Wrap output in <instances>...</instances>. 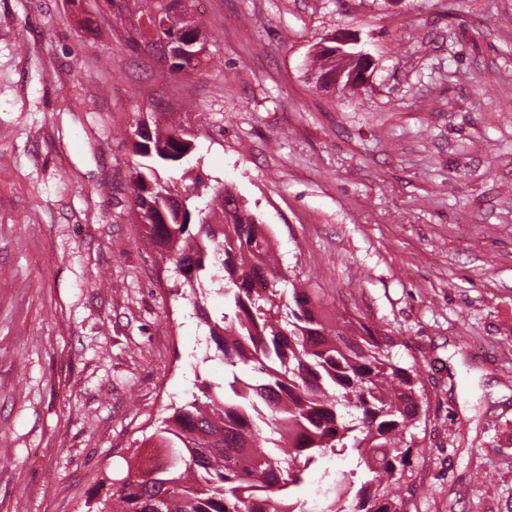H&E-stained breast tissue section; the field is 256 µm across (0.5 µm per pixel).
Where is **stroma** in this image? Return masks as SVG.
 Instances as JSON below:
<instances>
[{
	"label": "stroma",
	"instance_id": "35a3bbf8",
	"mask_svg": "<svg viewBox=\"0 0 512 512\" xmlns=\"http://www.w3.org/2000/svg\"><path fill=\"white\" fill-rule=\"evenodd\" d=\"M106 0H0V512H93L156 426L230 375L130 193L142 116L233 187L286 280L386 336L423 394L407 512H512V0H193L170 80ZM369 84L317 87L338 32ZM328 455L298 496L320 512ZM179 41L183 42V44L186 46V49H183V46L179 43L175 47L176 53L179 52V54H176V55L178 57H180L181 59L185 60V63H172L171 65L162 63V65H163V67H161L162 71H163L164 75L169 78H173L179 74H182L184 72L185 68H187V70L188 69H190V70L196 69L202 63V60L204 58H206V56H204V50H205L204 39L202 40V42L199 41V43L195 46H188L189 43L192 42L191 39L186 40L185 38H181ZM193 52H195L197 54V56L191 62L190 58L186 55L189 53H193ZM186 65H187V67H186Z\"/></svg>",
	"mask_w": 512,
	"mask_h": 512
}]
</instances>
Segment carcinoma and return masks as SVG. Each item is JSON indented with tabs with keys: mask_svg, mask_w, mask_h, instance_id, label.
Returning a JSON list of instances; mask_svg holds the SVG:
<instances>
[{
	"mask_svg": "<svg viewBox=\"0 0 512 512\" xmlns=\"http://www.w3.org/2000/svg\"><path fill=\"white\" fill-rule=\"evenodd\" d=\"M126 2L134 51H156L135 21L160 20V40L188 24L185 0ZM204 50L203 41L181 39L175 51L183 62L163 65L164 75L196 69ZM149 125V136L132 143L142 158L132 180L140 222L159 253L181 267L196 312H204L210 269L224 271L225 308L206 318L210 339L224 363L253 362L264 382L234 373L221 391L205 384L173 407L151 435L166 449V466L112 480V495L95 512H251L255 499L265 501V512H303L296 490L311 466L344 452L355 455V469L332 481L322 512H406L390 482L410 465L404 436L422 413L413 371L362 322L329 310L317 289L277 292L284 275L260 217L240 200L227 202L223 191L199 207V175L161 177L190 152L192 137L180 125L136 123ZM262 443L277 454L260 450Z\"/></svg>",
	"mask_w": 512,
	"mask_h": 512,
	"instance_id": "cac0c4a2",
	"label": "carcinoma"
}]
</instances>
